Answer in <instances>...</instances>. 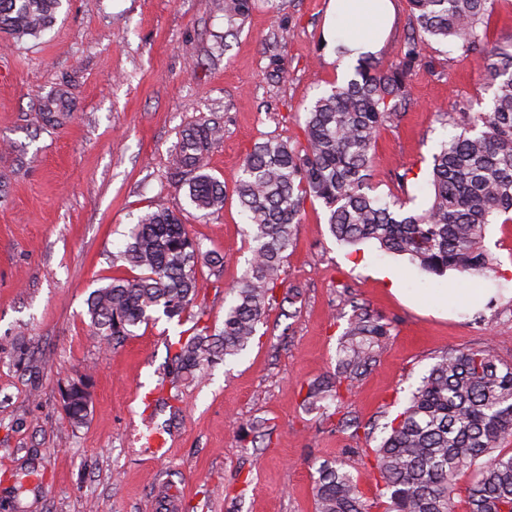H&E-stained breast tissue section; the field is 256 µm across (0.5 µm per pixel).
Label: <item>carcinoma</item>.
Listing matches in <instances>:
<instances>
[{
	"label": "carcinoma",
	"mask_w": 512,
	"mask_h": 512,
	"mask_svg": "<svg viewBox=\"0 0 512 512\" xmlns=\"http://www.w3.org/2000/svg\"><path fill=\"white\" fill-rule=\"evenodd\" d=\"M61 0H0V31L15 39L36 36L54 21ZM412 34L399 58L383 68L368 60L354 75L316 99L307 112L304 145L268 139L247 155L235 185L246 215L252 257L224 310V327L210 333L199 312L193 334L172 344V372L184 379L238 355L251 343L270 306L293 303L290 289L277 299L283 261L293 248L306 202L328 211L332 235L354 245L374 240L386 252L407 255L435 275L454 270L465 279L494 271L482 241L487 225L512 223V43L487 40L494 0H409ZM253 0H226L229 22L245 18ZM434 42L487 61L483 80L493 91L489 112H460L462 131L433 156L431 201L421 210L408 200L372 193L376 138L410 102L412 77ZM42 119L61 126L73 112L66 86L39 100ZM224 137L216 119L186 126L172 156L175 183L187 187L199 210L224 207V183L206 173L207 159ZM132 277H114L89 297L91 324L102 340L118 344L143 323L181 317L198 293L196 269L224 267V254L203 250L175 213L159 205L132 225L117 255ZM392 325L354 307L341 337L337 373L308 385L303 405H341L342 390L357 388L391 335ZM66 416L86 420L90 377L66 381ZM512 365L489 347L450 349L439 356L374 448H347L321 465L312 480L316 512H512ZM370 469L378 499L354 473ZM470 473L462 486L459 478Z\"/></svg>",
	"instance_id": "obj_1"
}]
</instances>
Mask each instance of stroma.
<instances>
[{"label":"stroma","instance_id":"1","mask_svg":"<svg viewBox=\"0 0 512 512\" xmlns=\"http://www.w3.org/2000/svg\"><path fill=\"white\" fill-rule=\"evenodd\" d=\"M330 0H257L229 27L224 0H62L51 29L0 33V512H315L312 468L385 435L411 390L448 349L491 347L512 363V223L486 227L496 267L461 303L458 274L437 277L374 241L343 245L328 214L306 202L284 260L293 304L273 306L248 348L197 379L168 372L169 346L197 312L224 326L230 291L250 258L232 192L247 153L277 138L303 142L307 110L336 83ZM287 29V42L278 39ZM412 102L377 138L371 185L412 206L430 201L432 156L454 134L438 113L490 109L483 56L436 44ZM70 120L45 125L41 96L59 85ZM221 118L224 140L208 172L228 190L205 214L170 177L180 131ZM161 203L203 248L227 257L199 268L198 295L181 319L140 325L121 344L96 336L91 292L130 271L116 256L138 215ZM393 332L345 409L353 439L299 389L335 372L353 306ZM91 376L85 423L72 425L61 388ZM151 404H144V396ZM163 447L148 445L149 436Z\"/></svg>","mask_w":512,"mask_h":512}]
</instances>
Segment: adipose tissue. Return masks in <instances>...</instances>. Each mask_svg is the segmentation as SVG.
Returning a JSON list of instances; mask_svg holds the SVG:
<instances>
[{
    "label": "adipose tissue",
    "mask_w": 512,
    "mask_h": 512,
    "mask_svg": "<svg viewBox=\"0 0 512 512\" xmlns=\"http://www.w3.org/2000/svg\"><path fill=\"white\" fill-rule=\"evenodd\" d=\"M336 35L329 48L338 70H345L363 53L381 46L392 21L391 0H331Z\"/></svg>",
    "instance_id": "obj_1"
}]
</instances>
